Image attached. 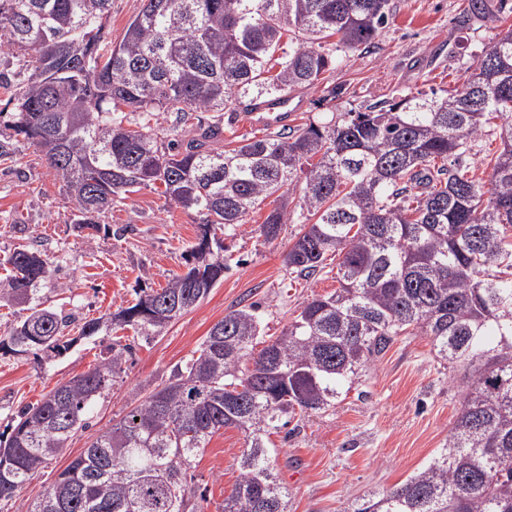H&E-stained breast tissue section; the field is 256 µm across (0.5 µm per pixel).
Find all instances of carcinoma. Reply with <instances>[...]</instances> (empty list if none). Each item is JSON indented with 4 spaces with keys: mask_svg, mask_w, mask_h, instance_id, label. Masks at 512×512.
Masks as SVG:
<instances>
[{
    "mask_svg": "<svg viewBox=\"0 0 512 512\" xmlns=\"http://www.w3.org/2000/svg\"><path fill=\"white\" fill-rule=\"evenodd\" d=\"M111 0H0V55L31 51L0 139L37 146L74 198L77 228L112 201L160 185L205 215L187 272L106 317L76 320L39 307L49 258L24 246L0 259V298L30 314L0 335V350L66 353L78 337L130 328L160 334L204 300L228 269L217 233L245 223L257 201L275 206L259 226L279 237L297 196L308 224L284 258L308 281L328 254L339 287L312 294L287 331L257 349L261 315L240 305L200 347L112 426L100 430L24 512H205L187 475L224 427L248 440L222 512H289L290 493L269 436L287 417L336 404L351 377L400 336L431 340L439 361L462 367V401L443 448L400 485L353 512H512V27L498 33L464 87L408 93L329 126L309 124L220 150L218 125L197 124L163 143L151 121L222 112L256 92L285 101L370 43L389 0H143L121 40H108ZM288 37V53L282 39ZM142 121L125 123L124 109ZM508 119L490 188L461 162L489 117ZM134 345L113 340L89 371L22 407L0 436V500H9L69 439L89 427L90 405L112 386Z\"/></svg>",
    "mask_w": 512,
    "mask_h": 512,
    "instance_id": "carcinoma-1",
    "label": "carcinoma"
}]
</instances>
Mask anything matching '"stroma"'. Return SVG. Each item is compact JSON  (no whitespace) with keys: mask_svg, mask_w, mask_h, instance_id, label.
I'll return each instance as SVG.
<instances>
[{"mask_svg":"<svg viewBox=\"0 0 512 512\" xmlns=\"http://www.w3.org/2000/svg\"><path fill=\"white\" fill-rule=\"evenodd\" d=\"M507 4V9L494 6L485 17L470 19L467 0H391L389 21L371 44L344 53L336 51V38L324 40L325 49L335 50L336 63L315 85L289 94V128L334 123L345 112L410 91L461 88L490 41L512 25V0ZM202 118L220 123L225 144L269 132L253 124L242 104L232 111L203 113ZM502 124L494 119L473 148L470 173L479 183L490 180ZM272 207L268 200L255 205L245 224L224 236L228 268L223 282L160 335L136 338L124 373L92 406L88 428L69 441L63 454L39 468L12 500H1L0 512H22L99 430L167 380L211 326L238 304L259 303L262 336L277 337L311 294L336 289L335 259H328L311 282L295 278L283 261L303 229V218L285 224L274 241L260 236L258 227ZM75 214L74 201L41 153L17 141L13 158L0 161V257L21 245L46 250L55 273L41 292L42 300L80 319L131 305L141 290L166 287L185 273V257L203 221L199 213L150 187L115 200L99 215L97 233L76 228ZM111 342L105 335L84 338L53 359L0 352V433L8 432L18 408L38 403L56 383L92 368ZM459 385V372L438 362L427 337H398L357 376L344 400L300 420L295 432L272 435V458L291 492V512H351L362 498L389 490L429 464L455 420ZM245 446L244 433L227 427L197 458L188 485L204 495L207 512H221L225 496L240 478Z\"/></svg>","mask_w":512,"mask_h":512,"instance_id":"35a3bbf8","label":"stroma"}]
</instances>
